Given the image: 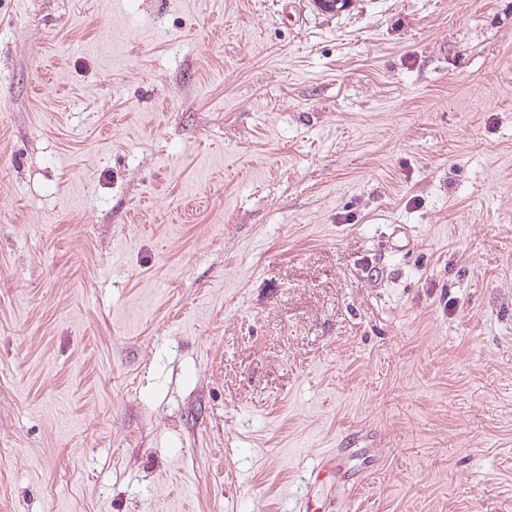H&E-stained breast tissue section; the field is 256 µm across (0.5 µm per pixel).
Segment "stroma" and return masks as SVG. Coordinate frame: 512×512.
<instances>
[{
  "instance_id": "obj_1",
  "label": "stroma",
  "mask_w": 512,
  "mask_h": 512,
  "mask_svg": "<svg viewBox=\"0 0 512 512\" xmlns=\"http://www.w3.org/2000/svg\"><path fill=\"white\" fill-rule=\"evenodd\" d=\"M307 494L512 512V0H0V512ZM343 454V448H330L325 450L320 457L317 467L312 469L309 482L316 483L322 474L329 471H335L337 473L340 470L341 462L344 458Z\"/></svg>"
}]
</instances>
